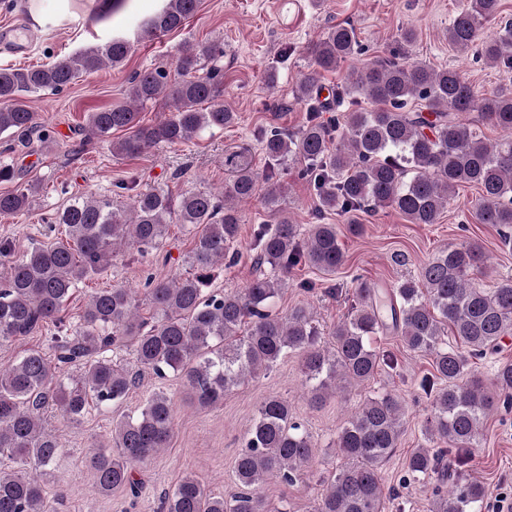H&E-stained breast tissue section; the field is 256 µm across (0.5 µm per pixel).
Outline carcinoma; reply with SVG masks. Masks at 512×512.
I'll use <instances>...</instances> for the list:
<instances>
[{
    "label": "carcinoma",
    "instance_id": "cac0c4a2",
    "mask_svg": "<svg viewBox=\"0 0 512 512\" xmlns=\"http://www.w3.org/2000/svg\"><path fill=\"white\" fill-rule=\"evenodd\" d=\"M199 6L200 0H166L144 21L143 32L177 30ZM501 12V0H470L448 26V44L458 52L478 44L485 63L509 74L512 22L485 35ZM357 47L355 28L339 25L313 43L311 54L318 69L332 71ZM130 50L128 39L114 38L36 67H1L0 135L8 134V150L34 137L51 140L24 95L60 92L82 74L122 64ZM174 65V78L161 67L135 74L129 103L88 113L86 137L106 139L127 130L128 136L110 142L111 151L133 157L237 122V113L218 102L223 43L186 42L177 48ZM322 91L316 73L304 75L297 86L299 98L309 103L303 125L293 133L260 130L270 163L265 179L291 161L300 165L299 175L312 184L322 208L353 216L367 207H391L411 224L438 223L459 187L474 186L478 223L501 227L504 244L512 242V92L479 97L456 69L394 59L350 73L325 98ZM353 93L367 106L359 104L330 124L320 120V112L332 103L342 106ZM147 103H161L168 113L146 127L135 106ZM475 111L500 130L497 140L477 135L460 120ZM224 171L222 195L194 189L175 197L154 187L136 194L126 213L112 210L107 195L77 196L54 217L65 226L66 241L34 245L18 260L11 259L12 242L0 240V343L44 324L56 327L48 337L54 359L30 349L0 367V455L16 464L0 468V512H46L42 476L61 448L47 423L53 410L79 422L94 406L123 402L145 370L160 377L176 373L198 404L210 407L290 354L300 357L310 401L318 405L338 389L375 380L384 366L397 368L394 355L375 344L387 333L399 336L408 351L432 359L433 372L421 383L431 418L424 444L405 461L409 479L428 483L441 477L429 512H477L485 487L461 473L473 460L488 416L512 401V363L491 362L488 380L478 367L512 335V279L481 286L477 280L486 275L488 261L481 246L451 245L424 263L418 277L388 292L385 313L377 304L382 291L358 283L347 298V316L325 341L310 306L297 305L283 315L272 306L293 267L336 274L345 261L339 231L334 224L303 230L292 223L275 183L264 195L272 223L255 231V276L241 290H212L215 270L238 259L236 205L251 200L260 181L246 147L224 155ZM14 181L13 191L0 193V218L28 210L38 191L35 183L21 181L14 165L0 163V182ZM171 224L191 234L192 247L181 258L184 272L150 277L142 293L116 285L98 290L76 326L66 323L67 303L81 281L106 270L120 246L151 255L163 246ZM121 347L133 351L135 364L108 356ZM68 364L78 366L79 374L63 379L62 366ZM403 414L402 401L390 391L359 403L333 441L340 463L321 479L314 512H386L383 467L399 447ZM172 430L173 402L162 390L146 399L137 416L113 423L112 448L88 449L99 493H138L137 467L168 447ZM437 440L446 447L431 449ZM233 473L237 490L225 496L185 474L160 497V512H283L259 486L270 478L292 483L313 473L311 438L294 421L288 400L269 396L260 403Z\"/></svg>",
    "mask_w": 512,
    "mask_h": 512
}]
</instances>
